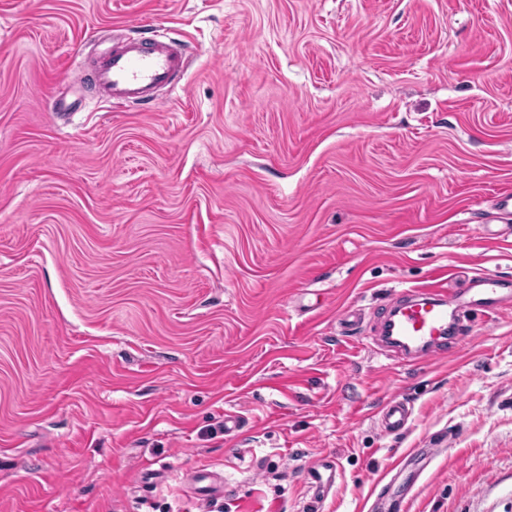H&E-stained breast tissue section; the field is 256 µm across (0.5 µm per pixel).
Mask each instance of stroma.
Returning <instances> with one entry per match:
<instances>
[{"label": "stroma", "mask_w": 512, "mask_h": 512, "mask_svg": "<svg viewBox=\"0 0 512 512\" xmlns=\"http://www.w3.org/2000/svg\"><path fill=\"white\" fill-rule=\"evenodd\" d=\"M146 26L192 53L155 110L67 80ZM506 191L512 0H0V512H512V308L372 341L512 278ZM453 279V288L434 282L419 288L411 297H398L393 314L380 328V345L414 353L427 361V357L436 352V346L446 339L450 319H455L458 338L468 333L458 322L456 310H448V296L458 306L483 315L512 306V282L508 280L484 273H477L474 277L460 275ZM474 280L481 288H475ZM410 403L398 394H390L386 397L378 412V427L385 435L399 434L403 432L411 418ZM336 473L337 467L334 459L323 458L310 467L309 475L312 479L311 487L315 491V497L324 494L333 487Z\"/></svg>", "instance_id": "1"}]
</instances>
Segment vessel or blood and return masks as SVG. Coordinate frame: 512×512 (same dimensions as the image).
I'll return each mask as SVG.
<instances>
[{"mask_svg": "<svg viewBox=\"0 0 512 512\" xmlns=\"http://www.w3.org/2000/svg\"><path fill=\"white\" fill-rule=\"evenodd\" d=\"M190 57L173 41L157 39L154 33L113 41L93 67L74 62L70 80L80 87L94 86L105 102L154 107L159 89L174 91L183 86ZM480 314L512 306V282L490 274L455 277L453 287L434 282L411 297L396 299L393 313L381 326L382 346L425 358L446 338L453 317L449 302ZM411 406L398 394L386 397L378 412V427L386 435L403 432L411 418ZM335 460L324 458L312 465L309 475L316 494L331 489L336 480Z\"/></svg>", "mask_w": 512, "mask_h": 512, "instance_id": "obj_1", "label": "vessel or blood"}]
</instances>
